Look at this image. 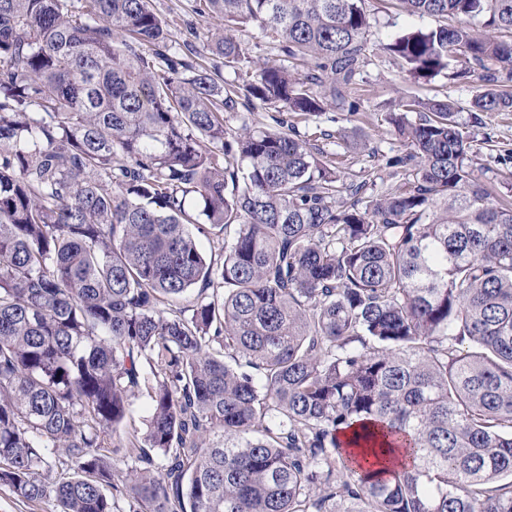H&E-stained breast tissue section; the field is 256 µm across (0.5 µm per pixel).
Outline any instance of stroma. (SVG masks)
Here are the masks:
<instances>
[{
	"mask_svg": "<svg viewBox=\"0 0 512 512\" xmlns=\"http://www.w3.org/2000/svg\"><path fill=\"white\" fill-rule=\"evenodd\" d=\"M193 3L194 0H152L154 10L168 20L173 39L185 40L191 28L202 32L210 27V19L192 12ZM363 8L372 27L356 83L346 90L343 103L315 116H295L300 134L314 140L316 148L348 174L372 171L374 181L369 191L381 194L392 183L384 167L386 158L404 149L385 120L390 103L414 95L448 99L457 105L458 119L472 138L476 177L491 186L495 194H512V112H489L483 114L481 123H474L469 105L480 86L478 77L454 81L439 76L414 81L402 72L393 56L382 50V43L406 26L433 27L436 19L406 17L391 0H364Z\"/></svg>",
	"mask_w": 512,
	"mask_h": 512,
	"instance_id": "obj_1",
	"label": "stroma"
}]
</instances>
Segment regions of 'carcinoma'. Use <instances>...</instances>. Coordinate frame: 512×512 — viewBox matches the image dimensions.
<instances>
[{"label":"carcinoma","instance_id":"1","mask_svg":"<svg viewBox=\"0 0 512 512\" xmlns=\"http://www.w3.org/2000/svg\"><path fill=\"white\" fill-rule=\"evenodd\" d=\"M398 3L461 24L383 51L415 80L480 72L476 123L512 112V0ZM194 12L313 73L226 31L209 64L150 0H0V484L59 512H512V203L455 104L395 105L398 181L368 194L286 119L344 100L362 0ZM239 99L276 127L230 133ZM143 387L145 433L117 436ZM233 33L241 40L243 46L252 57H260L291 65L283 61L287 58L280 51L279 46L262 37L257 29L249 28L246 31H235Z\"/></svg>","mask_w":512,"mask_h":512}]
</instances>
